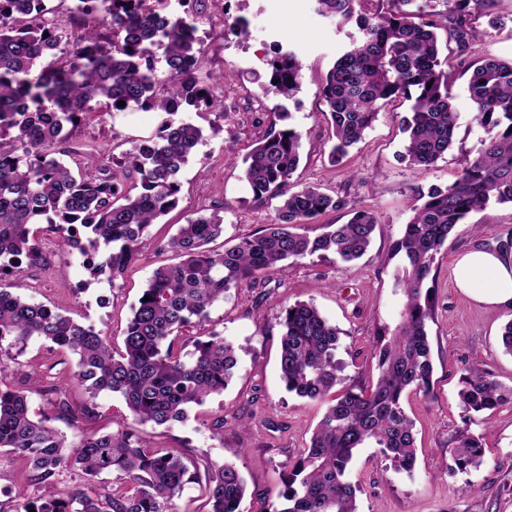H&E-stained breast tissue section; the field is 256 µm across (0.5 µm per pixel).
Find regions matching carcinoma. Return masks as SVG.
<instances>
[{
	"label": "carcinoma",
	"instance_id": "1",
	"mask_svg": "<svg viewBox=\"0 0 512 512\" xmlns=\"http://www.w3.org/2000/svg\"><path fill=\"white\" fill-rule=\"evenodd\" d=\"M374 13L363 0H316L317 12L343 25L355 21L358 36L326 73L320 94L333 127L331 163L340 162L371 128L378 112L402 97L410 114L400 119L405 158L431 167L455 141L458 113L452 105V76L467 77L473 119L487 131L455 180L419 195L422 204L391 246L401 260L394 278L405 298L400 324L374 345L378 376L366 387L344 384L336 360L339 329L310 303L283 311L280 379L299 398L327 400L307 448L288 462L274 497L256 512H359L358 487L348 478L356 449L381 450L396 470L414 467V423L405 408L411 395L432 393L433 363L428 335L436 301L430 275L436 255L455 227L489 204L512 205V60L480 56L476 16L492 0H386ZM168 0H77L87 27L72 54L57 67L37 68L57 56L60 27L39 19L46 0H0V344L25 345L36 337L76 357L72 378L84 387L79 402L54 387V406L74 423L90 426L100 417L97 398L116 393L132 420L127 429L87 437L77 446L47 417L30 410V395L43 389L35 376L17 383L0 364V450L24 458L25 481L38 494L11 512H176L174 499L190 483H205L207 512H241L248 487L232 463L211 461L190 469L180 452L157 445L153 430L169 428L188 409L224 392L235 376V346L213 335L193 334L208 321L224 294L247 279L285 272L304 259L333 255L350 262L365 254L378 226L374 213L315 186L296 190L290 179L301 154L293 128L271 129L243 158V176L257 201H277L276 216L260 230L221 252L209 244L224 235L222 208L190 217L163 248L180 261L157 267L127 322L122 347L91 326L30 302L22 289L25 268L42 253L32 226L52 224L62 248L87 255L112 246L102 261L90 260L91 276H123L139 258L147 229L177 205L179 175L203 140L200 127L175 118L181 110L223 103L195 75L198 39ZM164 47L168 78L155 73L152 50ZM270 84L292 96L303 64L297 52L278 46L269 60ZM125 106H118V102ZM98 107L160 113L155 135L137 140L124 161L109 169L95 159L75 173L56 158L85 114ZM348 208L345 224L310 237L297 232L329 211ZM192 350H186L187 343ZM458 398L467 413H492L512 402L491 375L472 368L459 377ZM455 469L467 474L482 463L480 438L465 428L456 438ZM76 472L66 489L57 477ZM112 486H101L103 474Z\"/></svg>",
	"mask_w": 512,
	"mask_h": 512
}]
</instances>
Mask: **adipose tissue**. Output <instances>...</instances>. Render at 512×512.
<instances>
[{
    "mask_svg": "<svg viewBox=\"0 0 512 512\" xmlns=\"http://www.w3.org/2000/svg\"><path fill=\"white\" fill-rule=\"evenodd\" d=\"M453 273L464 295L493 308H512V258L471 249L458 258Z\"/></svg>",
    "mask_w": 512,
    "mask_h": 512,
    "instance_id": "obj_1",
    "label": "adipose tissue"
}]
</instances>
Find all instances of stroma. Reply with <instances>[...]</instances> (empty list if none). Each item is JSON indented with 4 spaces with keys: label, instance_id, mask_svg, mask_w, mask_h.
Instances as JSON below:
<instances>
[{
    "label": "stroma",
    "instance_id": "stroma-1",
    "mask_svg": "<svg viewBox=\"0 0 512 512\" xmlns=\"http://www.w3.org/2000/svg\"><path fill=\"white\" fill-rule=\"evenodd\" d=\"M190 15L198 19L196 36L200 59L197 76H223L213 90L223 99V112L193 108L184 121L203 130L204 141L190 156L179 180V203L140 242V257L123 277H92L84 256L59 247V235L41 224L36 235L42 259L26 272L27 297L77 322L95 327L121 343L132 308L153 270L174 263V254L160 243L176 233L179 224L198 214L224 207L226 244L258 231L275 218L273 203H260L242 177L243 157L270 129L269 112L285 108L286 126L302 136L301 161L291 176L296 187L318 185L372 210L379 222L372 243L359 260L346 263L335 257L307 258L286 273H268L243 281L210 312L207 330L234 343L238 354L235 377L224 393L189 410L185 422L157 430L154 440L177 447L196 464L204 460L234 463L247 480L249 497L242 512H253L257 498L274 491L290 459L308 445L322 417L323 401L298 399L287 394L279 378V324L285 306L307 302L341 331L336 358L346 384L375 382L372 347L381 334L401 320L404 298L394 287L391 245L411 219L418 194L433 186H446L466 156L474 154L485 137L473 122L474 105L466 80L455 77L453 106L460 116L453 147L429 169L403 160L404 137L399 118L409 108L397 99L377 115L363 140L336 165L327 158L332 129L319 88L328 69L357 35L354 24L337 25L319 16L315 0H189ZM495 15L505 27H493L480 18V54L512 58V0H495ZM245 19L250 35L242 39L228 33L236 19ZM296 50L303 62L301 89L286 99L269 92L268 60L275 44ZM158 115L128 110L91 116L62 144L64 160L77 166L87 155L104 164L121 159L135 139L154 134ZM512 237V207L492 205L457 225L436 257L433 267L437 308L428 326L433 355V394L414 397L407 410L417 431L413 469L394 470L380 449H357L349 478L358 484L359 512H512V403L499 407L491 419L465 418L459 404L458 378L466 368L478 367L506 386H512V355L501 343V329L512 320V309L495 310L464 296L452 269L458 255L472 248L494 250L498 241ZM0 361L15 381L38 372L42 386H65L69 396L81 400L83 390L70 375L76 359L50 351L30 340L21 349H0ZM100 417L94 427L71 423L55 415L47 397L33 395L35 412L52 416V425L68 445H79L91 431L112 433L127 426L129 413L122 400L103 393L98 398ZM223 428H216V421ZM479 435L485 448L482 464L463 475L453 461L455 438L462 429ZM472 490H465V483Z\"/></svg>",
    "mask_w": 512,
    "mask_h": 512
}]
</instances>
